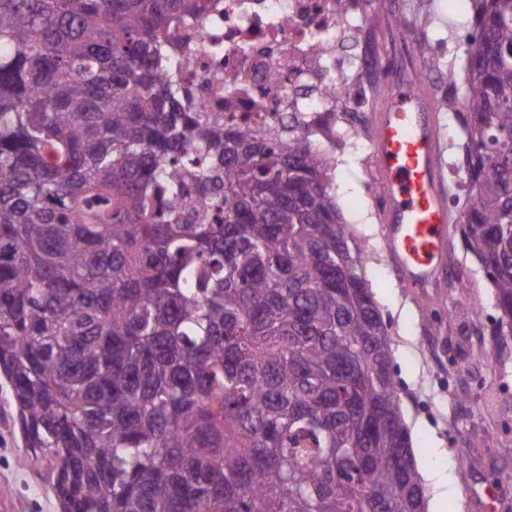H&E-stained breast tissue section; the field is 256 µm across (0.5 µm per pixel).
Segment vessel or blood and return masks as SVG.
<instances>
[{
	"label": "vessel or blood",
	"instance_id": "obj_1",
	"mask_svg": "<svg viewBox=\"0 0 512 512\" xmlns=\"http://www.w3.org/2000/svg\"><path fill=\"white\" fill-rule=\"evenodd\" d=\"M433 110L412 79L381 101L374 117L386 242L401 274L415 285L432 283L448 243V187L436 162Z\"/></svg>",
	"mask_w": 512,
	"mask_h": 512
}]
</instances>
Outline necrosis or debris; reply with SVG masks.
I'll return each instance as SVG.
<instances>
[{"label":"necrosis or debris","instance_id":"obj_1","mask_svg":"<svg viewBox=\"0 0 512 512\" xmlns=\"http://www.w3.org/2000/svg\"><path fill=\"white\" fill-rule=\"evenodd\" d=\"M359 23L354 0H211L203 22L173 33L175 71L199 111L261 126L297 112L313 130L336 109L340 75L382 67L339 49L338 33Z\"/></svg>","mask_w":512,"mask_h":512}]
</instances>
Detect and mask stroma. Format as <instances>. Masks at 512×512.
<instances>
[{"label":"stroma","mask_w":512,"mask_h":512,"mask_svg":"<svg viewBox=\"0 0 512 512\" xmlns=\"http://www.w3.org/2000/svg\"><path fill=\"white\" fill-rule=\"evenodd\" d=\"M454 0H376L360 5L364 17L353 44L383 57L401 53L422 60L433 83L438 133L437 163L450 196L448 208L471 201L466 172L460 169L463 141L459 118L448 102L439 66L464 69V51L475 31L474 15H460ZM403 16L401 46L392 42L393 18ZM424 38L427 53L413 44ZM332 160L336 199L353 237L366 251L362 271L388 325L392 368L417 470L451 477L459 493L441 512H512V341L492 334L498 316L495 289L483 265L467 253L459 225L448 226L450 254L443 259L436 287L403 282L388 252L380 220L378 174L370 139L361 146L337 139L325 145ZM466 293H458L459 284ZM494 434L497 447L476 442ZM25 448L16 423L11 387L0 378V512H61L48 471L23 463Z\"/></svg>","instance_id":"stroma-1"}]
</instances>
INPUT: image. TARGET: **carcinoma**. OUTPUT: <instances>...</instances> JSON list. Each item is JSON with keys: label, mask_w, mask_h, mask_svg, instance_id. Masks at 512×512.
<instances>
[{"label": "carcinoma", "mask_w": 512, "mask_h": 512, "mask_svg": "<svg viewBox=\"0 0 512 512\" xmlns=\"http://www.w3.org/2000/svg\"><path fill=\"white\" fill-rule=\"evenodd\" d=\"M207 0H0V375L62 512H424L391 339L327 158L196 110ZM448 69L512 324V0Z\"/></svg>", "instance_id": "1"}]
</instances>
